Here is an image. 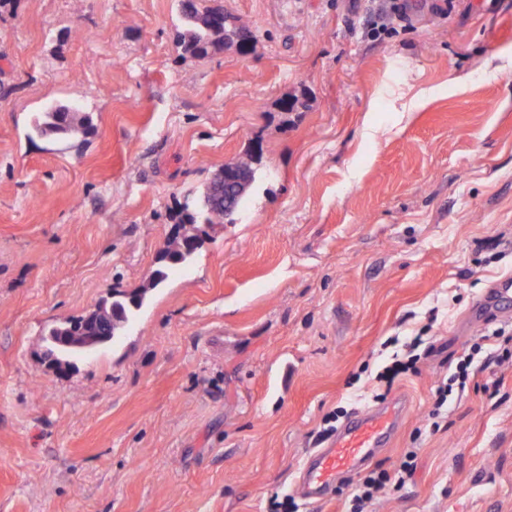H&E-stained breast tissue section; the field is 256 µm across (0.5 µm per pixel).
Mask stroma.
I'll return each mask as SVG.
<instances>
[{
	"label": "stroma",
	"instance_id": "1",
	"mask_svg": "<svg viewBox=\"0 0 512 512\" xmlns=\"http://www.w3.org/2000/svg\"><path fill=\"white\" fill-rule=\"evenodd\" d=\"M247 54H185L177 0L0 5V512H349L297 489L324 417L372 407L387 339L434 351L368 469L416 470L373 512H512V360L428 413L512 309V0H218ZM305 112L283 115L284 97ZM79 105L83 144L33 134ZM259 147L234 223L148 293L116 341L45 357L60 322L146 288L187 198ZM501 381L497 394L486 385Z\"/></svg>",
	"mask_w": 512,
	"mask_h": 512
}]
</instances>
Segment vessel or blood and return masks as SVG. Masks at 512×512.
<instances>
[{
    "label": "vessel or blood",
    "mask_w": 512,
    "mask_h": 512,
    "mask_svg": "<svg viewBox=\"0 0 512 512\" xmlns=\"http://www.w3.org/2000/svg\"><path fill=\"white\" fill-rule=\"evenodd\" d=\"M408 408L406 400L391 401L358 412L329 447L316 449L304 467L301 490L305 496L324 500L346 474L389 447Z\"/></svg>",
    "instance_id": "vessel-or-blood-1"
}]
</instances>
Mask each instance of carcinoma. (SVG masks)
<instances>
[{
	"label": "carcinoma",
	"mask_w": 512,
	"mask_h": 512,
	"mask_svg": "<svg viewBox=\"0 0 512 512\" xmlns=\"http://www.w3.org/2000/svg\"><path fill=\"white\" fill-rule=\"evenodd\" d=\"M179 7L187 24L186 32L179 35V43L186 54L202 58L228 46L252 41L251 30L224 13L221 6H211L207 0H179ZM92 129L87 113L77 105L66 104L48 106L32 127L39 136L55 138L87 136ZM258 159V153L249 149L229 163L236 173L245 178L243 187L233 192L232 208L226 209L214 203L215 188L222 182L219 173L211 179L201 200L187 199L180 204L176 222L179 232L168 241L158 259V268L151 272L147 285L131 293L119 291L112 296V301L101 303L102 312L92 310L54 328L49 334L48 358L59 362L63 354L91 351L121 336L133 316V310L142 306L148 290L157 287L166 279L168 271L185 264L202 247L205 238L201 226L233 221L255 181Z\"/></svg>",
	"instance_id": "obj_1"
}]
</instances>
